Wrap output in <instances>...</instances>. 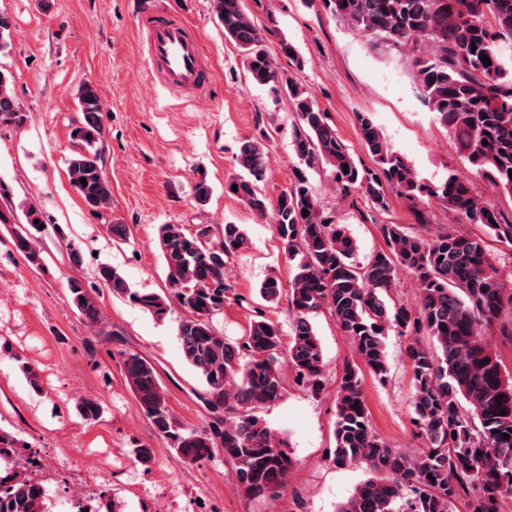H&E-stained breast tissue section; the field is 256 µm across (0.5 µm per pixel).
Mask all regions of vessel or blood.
Returning <instances> with one entry per match:
<instances>
[{"label": "vessel or blood", "instance_id": "vessel-or-blood-1", "mask_svg": "<svg viewBox=\"0 0 512 512\" xmlns=\"http://www.w3.org/2000/svg\"><path fill=\"white\" fill-rule=\"evenodd\" d=\"M140 26L146 43L149 72L178 90L200 86L205 51L186 19L152 9L142 16Z\"/></svg>", "mask_w": 512, "mask_h": 512}]
</instances>
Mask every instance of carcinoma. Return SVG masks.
I'll list each match as a JSON object with an SVG mask.
<instances>
[{
    "label": "carcinoma",
    "instance_id": "carcinoma-1",
    "mask_svg": "<svg viewBox=\"0 0 512 512\" xmlns=\"http://www.w3.org/2000/svg\"><path fill=\"white\" fill-rule=\"evenodd\" d=\"M224 35L240 50L253 83L285 99L295 113L293 151L301 167L290 187L271 199L262 186L267 170L266 135L243 143L236 154L239 173L225 189L257 217L274 224L294 273L288 305L292 317L288 347L281 325L258 315L238 342H228L213 324L224 310L225 267L248 247L238 224L227 223L216 237L189 233L180 224L160 227L159 245L169 295L185 311L178 339L186 363L203 381L199 398L210 413L201 432H181L167 404L158 373L135 353L123 358L125 379L154 431L171 440L177 461L196 463L221 449L231 461L238 492L248 499L273 497L293 468L287 444L254 410L283 396L280 359L297 377L317 388L325 373L320 340L311 318L329 310L349 336L367 370L385 381V336L390 328L410 337L406 355L412 368L411 407L421 448L409 456L388 447L374 433L363 394L360 367L347 363L338 377L334 462L359 465L367 478L336 512H505L512 501V379L502 374L495 354L481 338L483 327L512 307L483 239L451 228L427 236L401 224H380L384 248L365 264L353 261L355 244L313 193L308 172L323 169L348 195L357 190L384 210L386 192L411 202L431 195L470 222L484 225L501 243L512 246V221L478 199L471 187L450 176L432 188L392 150L366 115L358 116L360 140L375 167L359 166L322 111L266 48L270 28H259L244 0H213ZM337 19L396 47H410L423 95L437 121L455 140L459 154L478 173L512 195V68L503 64L512 50V0H322ZM486 55L491 65H485ZM82 121L72 132L78 151L69 176L90 212L98 214L112 200L111 186L97 144L104 133L97 90L79 91ZM19 118L10 81L0 71V122ZM487 144H482V141ZM87 185H82L81 179ZM307 214H302V211ZM31 208L13 231L12 244L29 266L43 268L36 246L41 232ZM415 279L414 306L390 303L401 275ZM98 280L162 318L164 297L129 287L114 268L102 266ZM267 302L283 293L275 277L259 290ZM69 296L80 318L97 330L100 308L90 289L73 280ZM76 410L97 421L103 407L81 398ZM509 438H504V435ZM0 512H50L44 486L14 470Z\"/></svg>",
    "mask_w": 512,
    "mask_h": 512
}]
</instances>
